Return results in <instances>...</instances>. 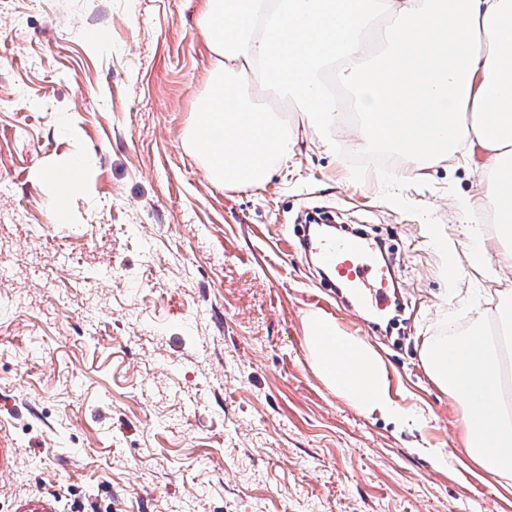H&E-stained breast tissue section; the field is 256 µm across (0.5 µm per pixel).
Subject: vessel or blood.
<instances>
[{
	"label": "vessel or blood",
	"instance_id": "b4317fda",
	"mask_svg": "<svg viewBox=\"0 0 512 512\" xmlns=\"http://www.w3.org/2000/svg\"><path fill=\"white\" fill-rule=\"evenodd\" d=\"M302 240L304 252L327 268L329 287L347 286L358 302L374 309L388 303L390 289L382 272L365 262L376 247L371 237L365 234L315 237L306 231ZM11 512H64V508L57 495L47 492L15 497Z\"/></svg>",
	"mask_w": 512,
	"mask_h": 512
}]
</instances>
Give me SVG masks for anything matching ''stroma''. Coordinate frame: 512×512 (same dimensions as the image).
Instances as JSON below:
<instances>
[{
  "instance_id": "35a3bbf8",
  "label": "stroma",
  "mask_w": 512,
  "mask_h": 512,
  "mask_svg": "<svg viewBox=\"0 0 512 512\" xmlns=\"http://www.w3.org/2000/svg\"><path fill=\"white\" fill-rule=\"evenodd\" d=\"M201 0H0V474L15 496L56 491L84 512H512V481L476 473L458 409L421 352L449 309L489 308L465 239L442 256L435 224L463 213L486 157L472 146L411 176L301 145L261 188L212 185L182 145L211 69ZM100 42H93V35ZM87 158L93 189L55 212L44 170ZM384 240L402 306L390 334L340 309L288 227L305 212ZM320 310L375 347L401 428L365 415L312 369L305 318ZM439 454L442 464L433 463Z\"/></svg>"
}]
</instances>
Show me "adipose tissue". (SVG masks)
Returning <instances> with one entry per match:
<instances>
[{
    "label": "adipose tissue",
    "mask_w": 512,
    "mask_h": 512,
    "mask_svg": "<svg viewBox=\"0 0 512 512\" xmlns=\"http://www.w3.org/2000/svg\"><path fill=\"white\" fill-rule=\"evenodd\" d=\"M198 29L213 63L183 146L212 184L264 186L305 136L334 151L343 106L333 87L343 85L355 96L362 151L393 147L420 170L472 143L484 149L479 191L457 208L491 213L494 230L460 225L465 261L493 280L512 269V0H202ZM272 95L295 119L268 107ZM494 322L512 323L511 288L500 291L494 317L479 313L470 327L430 337L422 359L462 409L471 462L507 480L512 413L501 406ZM305 347L325 385L362 413L422 422L395 401L376 349L337 320L309 313Z\"/></svg>",
    "instance_id": "obj_1"
}]
</instances>
